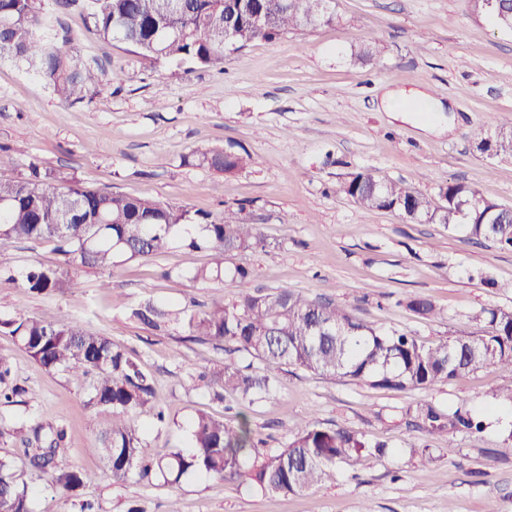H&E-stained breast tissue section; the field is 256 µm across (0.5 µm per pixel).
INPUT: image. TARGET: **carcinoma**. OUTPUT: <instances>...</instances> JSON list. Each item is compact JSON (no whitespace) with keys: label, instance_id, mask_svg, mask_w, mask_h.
<instances>
[{"label":"carcinoma","instance_id":"obj_1","mask_svg":"<svg viewBox=\"0 0 512 512\" xmlns=\"http://www.w3.org/2000/svg\"><path fill=\"white\" fill-rule=\"evenodd\" d=\"M99 36L122 41L143 56L156 60L217 66L224 62L227 30L235 34V49L255 40L272 41L288 33H303L336 23L332 0H83ZM263 17L255 22V15ZM51 19L45 0H0V59L15 60L32 70L58 98L82 103L107 77L48 35ZM198 162L233 173L251 162L248 153L212 148ZM336 192L369 211H395L411 222L462 224L475 240L512 248V209L483 199L461 183L440 189L442 202L398 182H382L367 171L349 174ZM242 210L225 209L214 216L186 207L93 189L66 180L39 164L15 180H0V253L19 240L49 239L61 256L52 266H35L23 274L31 291L61 294L68 287V269L75 265L113 271L119 257L149 258L180 242L190 249L211 252L212 265L195 272V279H222L226 259L266 245L256 224ZM186 224L202 233L180 236ZM148 300L131 316L156 327L176 315L184 333L205 336L258 359L239 365L226 361L221 368L189 372L188 389L202 386L214 397L230 394L249 405L276 393V378L288 366L339 379L363 382L396 392L431 389L490 364L512 374V310L482 308L474 320L485 324L478 336L449 338L426 346L414 337L381 331L342 306L316 302L288 288L265 294L243 293L235 301L214 303L200 311L171 310ZM406 306L426 320L439 312L425 298L413 297ZM21 348L43 369L60 371L81 386L88 406L109 417L94 452L112 473V482L131 477L148 480L158 475L176 483L186 474L205 479L245 477L265 492L302 493L317 488L327 472L340 464L388 453L384 442L372 443L343 427H326L309 420L292 430L284 447H263L252 436L247 419L233 427L200 411L189 422V449L147 456L143 430L167 423L154 401L151 378L118 349L112 340L86 327L62 310L41 318L0 317ZM12 362L0 353V404H11L27 389L12 382ZM415 426L433 435L461 426L479 431L483 421L456 409L448 413L423 406ZM66 430L42 425L30 427L23 439L29 463L49 474L69 496L92 481V475L66 463ZM0 512H34L31 492L14 461L0 458Z\"/></svg>","mask_w":512,"mask_h":512}]
</instances>
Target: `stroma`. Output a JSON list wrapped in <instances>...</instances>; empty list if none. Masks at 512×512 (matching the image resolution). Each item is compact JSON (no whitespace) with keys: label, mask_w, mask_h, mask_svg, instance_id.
Segmentation results:
<instances>
[{"label":"stroma","mask_w":512,"mask_h":512,"mask_svg":"<svg viewBox=\"0 0 512 512\" xmlns=\"http://www.w3.org/2000/svg\"><path fill=\"white\" fill-rule=\"evenodd\" d=\"M337 21L273 41L257 40L224 55L222 65L186 69L136 54L100 38L82 0L58 15L54 29L94 68L123 74L81 104L61 103L24 66L0 60V179L27 174L30 162L84 185L160 200L214 214L239 208L259 225L267 245L232 255L228 267L252 271L245 280H198L210 254L181 247L149 258L119 260L110 276L92 267L70 269L61 294H38L0 280V306L41 317L56 310L94 331L141 365L172 424L150 427V455L187 447V421L204 411L229 424L247 418L266 447H283L287 431L315 419L327 427L387 442L383 459L330 470L322 484L295 495L270 494L240 478L190 475L179 484L131 478L113 484L93 447L108 418L64 373L48 372L0 331V353L29 392L0 405L12 422L64 427L66 461L94 474L80 498L26 469L36 512H512V375L480 367L430 391L394 392L289 367L276 396L254 404L213 399L181 383L190 371L248 354L223 343L187 339L172 323L152 328L131 318L139 303L199 309L240 294L288 288L347 308L368 324L399 330L427 345L478 335L481 308L512 310V250L468 240L464 229L416 223L393 211H368L337 193L348 173L367 171L401 181L438 199L459 182L512 209V158L478 152L471 132L512 127V32L499 30L468 0H334ZM377 43L370 63L353 53ZM425 91L437 109L399 115L385 111L390 90ZM248 152L252 162L232 175L195 165L211 147ZM60 260L52 241H23L0 254V269L21 275L34 264ZM109 288H101L102 279ZM429 299L441 318L410 310ZM429 403L465 408L486 428L428 436L415 431L410 411ZM432 450L424 462L420 446Z\"/></svg>","instance_id":"stroma-1"}]
</instances>
